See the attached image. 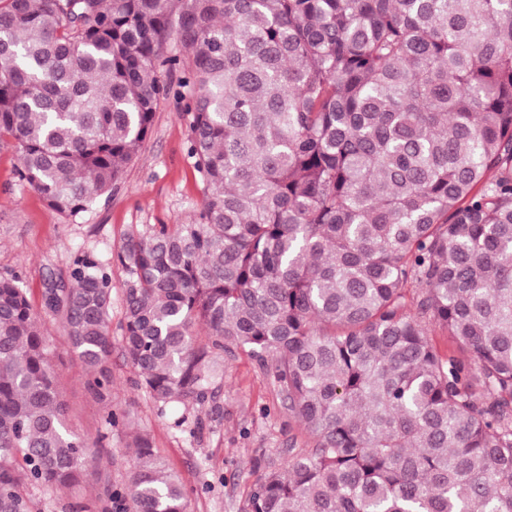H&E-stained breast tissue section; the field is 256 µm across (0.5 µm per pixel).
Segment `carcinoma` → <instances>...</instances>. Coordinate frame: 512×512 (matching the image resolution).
Returning a JSON list of instances; mask_svg holds the SVG:
<instances>
[{"mask_svg":"<svg viewBox=\"0 0 512 512\" xmlns=\"http://www.w3.org/2000/svg\"><path fill=\"white\" fill-rule=\"evenodd\" d=\"M187 58H164L173 14ZM188 75L186 224L80 251L47 278L112 408L120 345L163 411L203 406L224 354L264 366L313 448L250 512H512V0H0V144L77 221L112 192ZM466 355L443 354L432 328ZM100 512H186L146 434ZM65 425L26 289L0 278V512L98 465Z\"/></svg>","mask_w":512,"mask_h":512,"instance_id":"obj_1","label":"carcinoma"}]
</instances>
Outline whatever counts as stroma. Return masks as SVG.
<instances>
[{
	"instance_id": "stroma-1",
	"label": "stroma",
	"mask_w": 512,
	"mask_h": 512,
	"mask_svg": "<svg viewBox=\"0 0 512 512\" xmlns=\"http://www.w3.org/2000/svg\"><path fill=\"white\" fill-rule=\"evenodd\" d=\"M189 118L179 93L163 100L152 132L135 162L110 196L73 222L50 209L17 175L18 160L0 148V277L19 278L33 308L42 305L48 275L68 276L73 253L81 248L110 258L126 235L149 224H184L201 207L203 190L187 153ZM42 328L53 350L67 425L86 442L102 433L103 409L86 384V371L73 352L61 321L44 314ZM112 405L128 413L127 427L110 434L111 452L80 486L45 495L44 512H73L95 506L106 484L127 478L136 434H148L156 454L183 479L188 512H249V496L260 478L311 439L292 419L269 375L243 352L225 356L224 387L214 407H189L196 434L179 431L174 414L160 413L137 388L120 348H113Z\"/></svg>"
}]
</instances>
